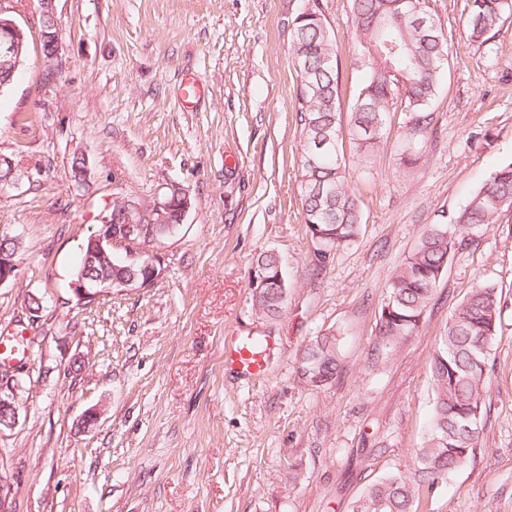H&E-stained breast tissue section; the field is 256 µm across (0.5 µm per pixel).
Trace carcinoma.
Returning <instances> with one entry per match:
<instances>
[{
  "label": "carcinoma",
  "instance_id": "carcinoma-1",
  "mask_svg": "<svg viewBox=\"0 0 512 512\" xmlns=\"http://www.w3.org/2000/svg\"><path fill=\"white\" fill-rule=\"evenodd\" d=\"M353 33L362 78L348 113V131L356 155L371 163L387 131L388 115L396 109L412 113L411 130L423 134L431 124L435 99L448 60V36L434 19L429 0H352ZM409 13L427 20L426 32L402 20ZM512 0H472L466 25L470 38L490 39L507 14ZM293 59L310 79L296 91V127L301 153V205L304 221L318 248L317 265L328 262L332 250L349 245L360 235L362 211L350 187V172L343 150L339 67L327 20L313 2L291 23ZM405 73L403 95L387 81L386 71ZM335 143L323 147L331 130ZM314 164H309L308 155ZM512 206V162L493 170L457 216L454 233L466 240L472 229L497 222ZM176 224H150L147 234L163 242ZM454 246L448 231L426 229L416 247L391 273L381 302L368 357L386 361L397 348L417 335L424 309L448 267ZM80 251L75 275L120 281L126 263L114 259L91 269ZM264 268L266 283L251 290L252 306L262 318L278 316L288 301V286L278 283L279 256L266 251L253 261ZM501 293L493 284L472 289L450 316L430 356L432 414L421 446L414 449L411 472L392 471L365 487L351 512H425V503L448 476L461 467L477 447L484 420V399L489 389L488 361L501 323ZM340 332L315 336L296 357L295 373L308 385L320 388L339 372Z\"/></svg>",
  "mask_w": 512,
  "mask_h": 512
}]
</instances>
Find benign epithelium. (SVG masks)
Segmentation results:
<instances>
[{"label": "benign epithelium", "instance_id": "1", "mask_svg": "<svg viewBox=\"0 0 512 512\" xmlns=\"http://www.w3.org/2000/svg\"><path fill=\"white\" fill-rule=\"evenodd\" d=\"M42 18L41 38L46 45L42 59L48 70L57 73L62 69L61 48L54 20L55 0H38ZM25 33L14 21L3 16L0 12V71H17L22 64ZM77 163L74 180L82 186L90 176L88 161L85 153L74 151ZM21 177L17 176L14 165L8 158L0 157V191L15 187ZM120 214L116 217L107 216L102 227L90 239L87 258H111L114 254L121 255L126 262L142 266L144 279L129 274L127 280L121 283L123 288L142 290L150 288L160 278L158 267L163 265L161 255L148 250L149 237L145 225L165 224L173 207H178V223H183L191 208V200L184 190L177 185H170V192L155 196L152 210L147 211L132 197H117ZM120 224L122 228L114 230L112 225ZM16 270L15 255L12 251L0 249V284L13 278ZM112 290V282L105 278L81 277L74 282L76 297L80 300L95 299L103 293ZM15 393L14 386L0 387V428H11L17 421V409L6 400L7 393Z\"/></svg>", "mask_w": 512, "mask_h": 512}]
</instances>
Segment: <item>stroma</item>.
I'll list each match as a JSON object with an SVG mask.
<instances>
[{
	"mask_svg": "<svg viewBox=\"0 0 512 512\" xmlns=\"http://www.w3.org/2000/svg\"><path fill=\"white\" fill-rule=\"evenodd\" d=\"M307 3L55 0L63 69L53 75L36 0H0L28 35L26 61L0 93V155L23 176L0 193V235L19 243L0 325L29 329L18 422L0 431L15 512H350L367 483L412 469L435 340L479 283L502 297L484 430L428 510L512 512V208L453 248L418 335L388 361L367 359L390 273L512 161V16L481 44L466 29L471 0H429L449 47L433 124L411 138L409 113H390L368 172L346 152L362 232L318 269L297 177L290 40ZM319 3L346 110L360 79L351 0ZM78 148L90 168L81 187ZM171 184L192 207L157 247L163 277L78 301L81 245L113 194L149 200ZM268 250L289 285L274 319L255 314L248 290L252 259ZM333 329L342 369L308 388L295 355ZM229 336L268 340L263 375L225 370ZM94 408L98 423L81 428Z\"/></svg>",
	"mask_w": 512,
	"mask_h": 512,
	"instance_id": "35a3bbf8",
	"label": "stroma"
}]
</instances>
